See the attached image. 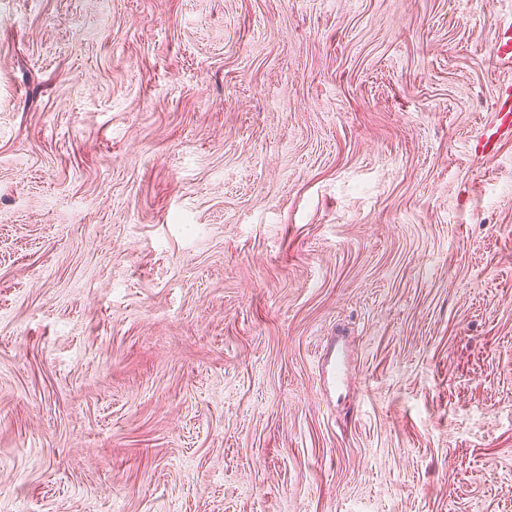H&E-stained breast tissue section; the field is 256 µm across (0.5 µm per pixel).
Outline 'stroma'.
<instances>
[{
  "label": "stroma",
  "mask_w": 512,
  "mask_h": 512,
  "mask_svg": "<svg viewBox=\"0 0 512 512\" xmlns=\"http://www.w3.org/2000/svg\"><path fill=\"white\" fill-rule=\"evenodd\" d=\"M511 11L0 0V512H512ZM492 58L500 67H512V15L499 27L498 36L492 46ZM512 134V85H504L498 93L495 104L494 121L477 141L475 150L487 160H493L498 151V143L503 137ZM348 372L347 355L343 347L333 344L329 364L326 367V383L329 389L339 390L346 383Z\"/></svg>",
  "instance_id": "1"
}]
</instances>
